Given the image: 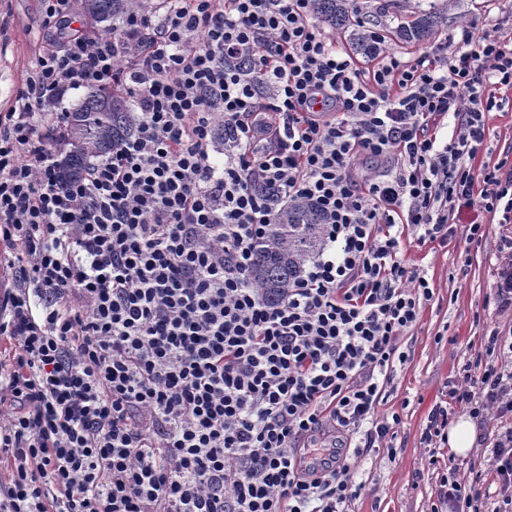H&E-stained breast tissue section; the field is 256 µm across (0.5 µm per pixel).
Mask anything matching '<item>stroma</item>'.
Instances as JSON below:
<instances>
[{"instance_id": "1", "label": "stroma", "mask_w": 512, "mask_h": 512, "mask_svg": "<svg viewBox=\"0 0 512 512\" xmlns=\"http://www.w3.org/2000/svg\"><path fill=\"white\" fill-rule=\"evenodd\" d=\"M431 0H373L368 25H380L385 34L377 54L355 55L359 68L373 67L380 56L393 54L409 60L459 36L469 21L485 27L512 14V0H450L448 16L434 34L422 42L398 38L395 30L409 23ZM59 39L43 23L41 0H0V111L14 104L22 81L39 51ZM503 111L487 116L489 135L474 166L496 161L512 148V90ZM483 223L486 242L469 245L461 239L447 246L435 243L405 245L407 265L426 274L435 299L423 310L419 323L404 339L410 363L398 368L387 404L397 408L402 422L396 456L386 452L363 457L357 478L364 489L354 512H430L436 476L428 469L429 452L421 433L432 407L446 399V384L461 365L482 351L481 336L490 316L484 308L493 283V243L501 230L490 214L463 211L457 224Z\"/></svg>"}]
</instances>
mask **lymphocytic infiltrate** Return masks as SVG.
I'll use <instances>...</instances> for the list:
<instances>
[{"label":"lymphocytic infiltrate","mask_w":512,"mask_h":512,"mask_svg":"<svg viewBox=\"0 0 512 512\" xmlns=\"http://www.w3.org/2000/svg\"><path fill=\"white\" fill-rule=\"evenodd\" d=\"M91 84L126 90L134 128L71 180L65 100ZM503 88L502 24L363 71L316 0H160L47 48L0 111V512H349L350 458L303 471L296 450L327 425L351 458L396 455L401 416L381 406L434 299L402 236L482 241L455 225L465 209L512 223V157L471 164ZM273 195L323 217L322 248L276 302L250 280ZM495 258L484 353L421 436L447 442L468 413L487 463L439 473L431 512H512L511 231Z\"/></svg>","instance_id":"lymphocytic-infiltrate-1"}]
</instances>
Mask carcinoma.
I'll return each mask as SVG.
<instances>
[{
	"instance_id": "obj_1",
	"label": "carcinoma",
	"mask_w": 512,
	"mask_h": 512,
	"mask_svg": "<svg viewBox=\"0 0 512 512\" xmlns=\"http://www.w3.org/2000/svg\"><path fill=\"white\" fill-rule=\"evenodd\" d=\"M83 12L100 25L97 32L112 33L116 22L137 9H145L144 0H80ZM448 10V0H439L399 34L409 40L424 41L431 36ZM322 22L348 34L352 50L369 55L377 50L371 32L363 29L354 0H317ZM133 128L129 97L119 89L94 90L69 114L67 141L70 149L63 167L72 178L87 169L88 160L106 156ZM276 223L268 225L263 238L253 248L251 278L270 301L284 295L286 288L300 275L310 256L322 243L323 218L313 203L302 197L272 200Z\"/></svg>"
}]
</instances>
